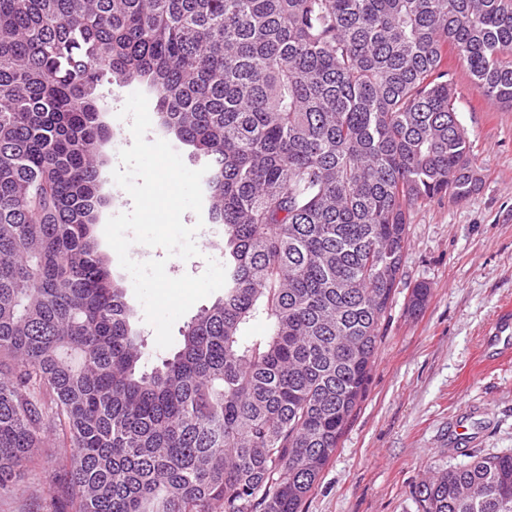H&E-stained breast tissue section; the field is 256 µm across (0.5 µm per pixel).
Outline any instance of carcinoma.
I'll return each instance as SVG.
<instances>
[{
  "instance_id": "obj_1",
  "label": "carcinoma",
  "mask_w": 512,
  "mask_h": 512,
  "mask_svg": "<svg viewBox=\"0 0 512 512\" xmlns=\"http://www.w3.org/2000/svg\"><path fill=\"white\" fill-rule=\"evenodd\" d=\"M450 51L512 108V0H0V497L59 431L70 512H301L366 394L411 210L482 182ZM105 71L209 158L224 225V299L149 372L94 237ZM418 501L512 512V453Z\"/></svg>"
}]
</instances>
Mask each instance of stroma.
I'll list each match as a JSON object with an SVG mask.
<instances>
[{"label": "stroma", "mask_w": 512, "mask_h": 512, "mask_svg": "<svg viewBox=\"0 0 512 512\" xmlns=\"http://www.w3.org/2000/svg\"><path fill=\"white\" fill-rule=\"evenodd\" d=\"M445 67L482 185L466 200L438 196L412 211L401 281L366 397L303 512H421L416 490L436 472L512 452V354L489 342L497 316L512 311V109L485 100L456 54L446 56ZM136 91L156 98L148 85L120 86L107 74L97 87L102 119L112 132L100 172V192L108 200L104 221L133 208L113 172L119 151L133 142L130 120L120 112ZM183 221L197 229L198 256L169 259L162 248L135 244L130 257L166 259L172 277L201 275L208 260H222L223 225L190 211ZM421 282L431 295L412 315L407 304ZM463 427L470 434L464 446L457 441ZM62 445L61 434L49 436L13 495L0 498V512H58L50 485Z\"/></svg>", "instance_id": "stroma-1"}]
</instances>
